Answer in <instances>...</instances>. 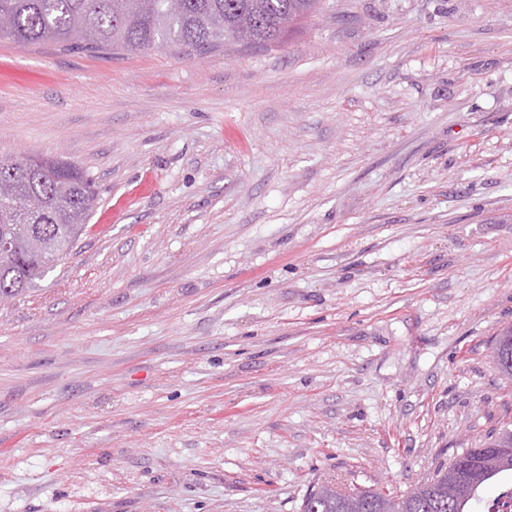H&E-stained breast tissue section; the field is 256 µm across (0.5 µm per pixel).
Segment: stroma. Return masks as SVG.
<instances>
[{
    "label": "stroma",
    "instance_id": "obj_1",
    "mask_svg": "<svg viewBox=\"0 0 512 512\" xmlns=\"http://www.w3.org/2000/svg\"><path fill=\"white\" fill-rule=\"evenodd\" d=\"M96 182L0 305V512H299L512 418V0H323L279 42L0 40V162ZM511 336L510 347H508V337ZM494 355L495 364L497 370L508 380L512 381V326L503 328L501 332L496 336L494 342ZM510 351V363H509V352ZM349 493H340L336 484L326 481L313 487L305 494L300 512H343Z\"/></svg>",
    "mask_w": 512,
    "mask_h": 512
}]
</instances>
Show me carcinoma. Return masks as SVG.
<instances>
[{
	"instance_id": "1",
	"label": "carcinoma",
	"mask_w": 512,
	"mask_h": 512,
	"mask_svg": "<svg viewBox=\"0 0 512 512\" xmlns=\"http://www.w3.org/2000/svg\"><path fill=\"white\" fill-rule=\"evenodd\" d=\"M319 6L320 0H0V15L10 19L0 38L20 46L53 44L89 56L153 48L202 55L236 38L244 15L253 28L241 42L270 44ZM96 200L89 175L62 157L0 163V228L17 241L13 252L0 253V297L25 294L49 269L29 248L28 223L41 225L59 260L73 248ZM510 336L511 325L496 336L494 355L497 370L512 381ZM457 457L465 472L453 486L448 485V467L440 465L404 494L366 490L375 512H470L483 489L495 484L497 490L486 499L494 512L504 481H512V421L485 432ZM348 498L326 481L307 491L300 512H343Z\"/></svg>"
}]
</instances>
